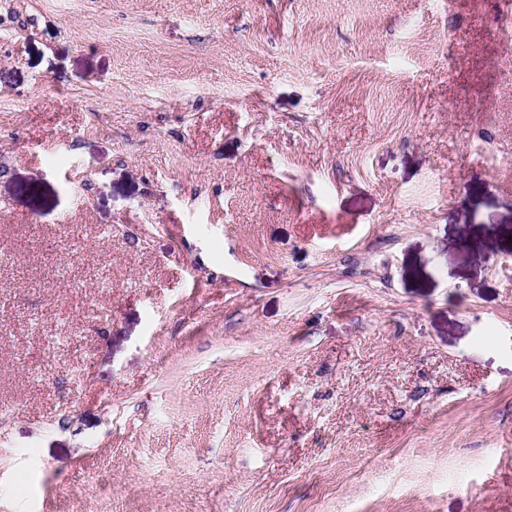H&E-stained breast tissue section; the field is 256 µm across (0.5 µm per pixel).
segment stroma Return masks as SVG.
I'll use <instances>...</instances> for the list:
<instances>
[{"label":"stroma","mask_w":512,"mask_h":512,"mask_svg":"<svg viewBox=\"0 0 512 512\" xmlns=\"http://www.w3.org/2000/svg\"><path fill=\"white\" fill-rule=\"evenodd\" d=\"M509 15L0 0V512H512Z\"/></svg>","instance_id":"obj_1"}]
</instances>
